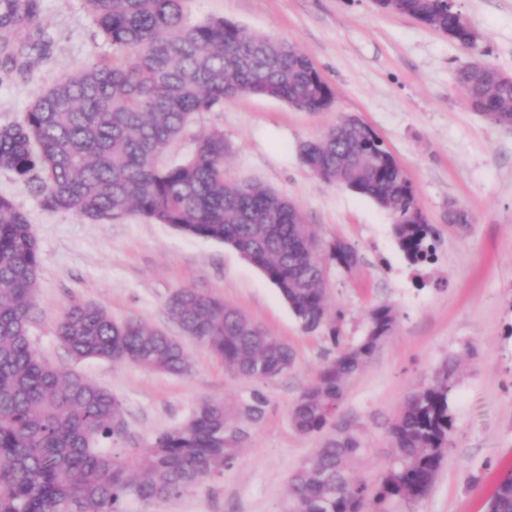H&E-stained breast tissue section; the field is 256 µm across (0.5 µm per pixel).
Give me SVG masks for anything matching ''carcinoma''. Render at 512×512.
Masks as SVG:
<instances>
[{
  "label": "carcinoma",
  "mask_w": 512,
  "mask_h": 512,
  "mask_svg": "<svg viewBox=\"0 0 512 512\" xmlns=\"http://www.w3.org/2000/svg\"><path fill=\"white\" fill-rule=\"evenodd\" d=\"M475 53L481 36L452 0H376ZM112 55L90 59L38 94L21 121L0 126V169L12 172L50 210H75L95 222L139 215L188 235L231 246L279 290L305 330L322 329L336 347L291 408L305 435L337 430L293 475L283 512H395L422 498L452 444L451 399L457 370L447 364L412 391L391 425L393 455L370 486L354 471L366 455L358 431L336 427L345 383L393 331L398 312L375 306L362 340L342 346L343 312L327 305L329 271L349 274L361 256L350 242L325 237L300 208L274 190L224 176V134L192 136L179 163L162 166L164 151L192 117L215 112L227 98L261 96L306 112L329 108L333 87L294 44L251 35L222 18L191 23L185 0H83ZM37 19L35 0H0V69L27 70L30 53L50 41L14 38L22 20ZM457 84L487 121L512 128V77L475 60ZM318 177L373 199L392 221L396 242L416 270L437 261L440 233L418 205L405 170L382 138L356 116L298 148ZM448 226L469 227L448 210ZM39 249L26 214L0 196V512H131L164 503L221 475L263 419L259 391L236 405L204 400L182 425L133 441L120 400L93 380L62 372L32 347ZM165 310L182 331L206 346L224 369L267 381L294 361L288 344L210 292L178 288ZM56 335L81 360L132 362L184 374L190 357L180 343L140 321H116L102 306L72 303ZM488 512H512V474Z\"/></svg>",
  "instance_id": "1"
}]
</instances>
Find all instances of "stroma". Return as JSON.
<instances>
[{
	"label": "stroma",
	"instance_id": "stroma-1",
	"mask_svg": "<svg viewBox=\"0 0 512 512\" xmlns=\"http://www.w3.org/2000/svg\"><path fill=\"white\" fill-rule=\"evenodd\" d=\"M35 3L51 53L29 73L0 72V125L20 121L38 93L88 57L112 53L82 0ZM456 4L480 30L485 61L512 75V0ZM185 12L193 22L221 18L295 44L333 86L335 99L321 112L262 97L226 99L220 111L193 116L188 137L167 149L164 162L187 156L192 135L223 132L228 178H250L288 196L323 235L358 247L361 266L332 273L328 285L331 308L344 312V345L361 339L378 304L393 305L398 320L348 379L336 413L337 423L357 428L368 449L355 471L369 484L380 481L393 453L389 428L406 396L453 357L459 363L453 443L427 494L396 510L487 512L500 478L512 471V130L474 112L457 85L458 70L474 53L375 0H187ZM349 115L383 139L440 231L438 260L422 279L408 268L385 211L321 180L299 158L302 141ZM0 196L26 213L40 251L32 345L58 369L107 387L139 444L183 424L202 400L235 403L256 387L267 398L263 420L223 475L147 512H282L290 475L321 444L319 436L294 429L290 410L336 355L323 331L303 330L277 289L232 247L138 216L108 224L45 209L6 170ZM452 206L466 212L468 231L449 230ZM182 287L211 292L243 311L293 348V364L257 386L227 373L167 316V297ZM76 301L163 330L187 350L190 371L75 361L55 328Z\"/></svg>",
	"mask_w": 512,
	"mask_h": 512
}]
</instances>
